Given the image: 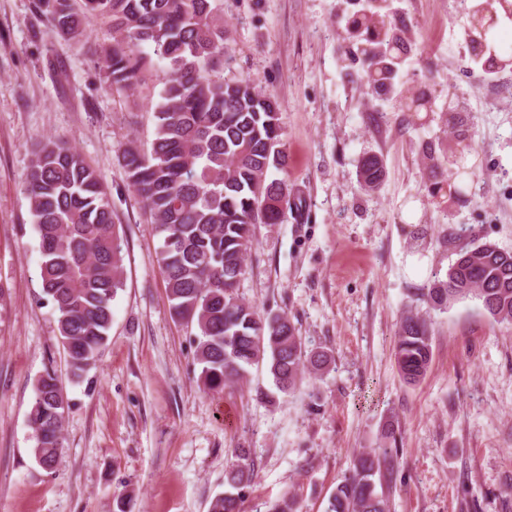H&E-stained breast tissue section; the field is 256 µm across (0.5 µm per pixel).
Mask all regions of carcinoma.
<instances>
[{"label": "carcinoma", "mask_w": 512, "mask_h": 512, "mask_svg": "<svg viewBox=\"0 0 512 512\" xmlns=\"http://www.w3.org/2000/svg\"><path fill=\"white\" fill-rule=\"evenodd\" d=\"M220 0H37L54 35L78 40L83 15L112 22L111 41L102 48L106 79L121 91H134L143 69L157 59L166 77L153 105L155 137L144 152L134 145L122 152L128 187L150 215L161 240L156 254L172 315L196 327L194 363L210 388L240 383L249 368L266 362L284 394L306 375L329 371L332 355L306 346L285 313L262 312L238 295L245 257L260 224H282L288 213L267 205L279 198L287 209L288 155L278 100L245 79L224 78V16ZM352 39L366 44L369 81L384 87L394 79L413 38L394 27L379 6L350 23ZM485 43L473 53L489 73L512 68V49L470 31ZM282 174L270 177L271 171ZM382 166L366 157L360 183L376 187ZM39 235L42 294L57 314L59 339L70 375L79 379L96 361L112 325V301L123 284L122 240L112 218L107 186L100 173L73 146L47 138L38 143L23 182ZM437 307L473 297L495 319L512 321V252L491 248L448 271L422 289ZM431 326L404 316L395 337V359L402 379L418 382L431 360ZM65 400L58 377L46 373L37 384L28 414L32 453L46 471L58 463ZM393 449L370 448L353 459L348 475L329 495L325 512H387L376 478L392 472ZM256 477L251 449H233L224 469V492L208 512H240L246 489ZM263 512H298L286 493L264 503Z\"/></svg>", "instance_id": "obj_1"}]
</instances>
